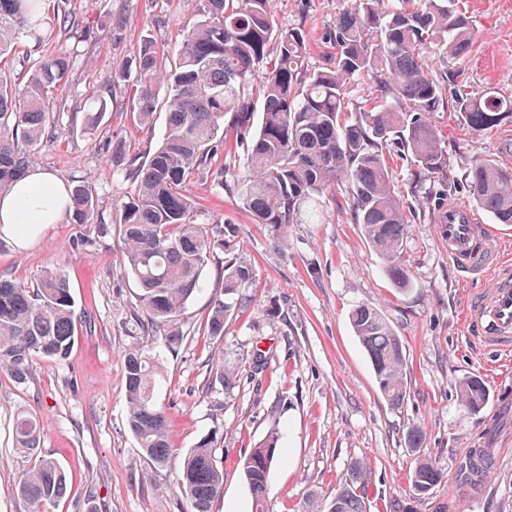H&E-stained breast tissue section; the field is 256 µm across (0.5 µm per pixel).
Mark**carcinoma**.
Instances as JSON below:
<instances>
[{
	"label": "carcinoma",
	"mask_w": 512,
	"mask_h": 512,
	"mask_svg": "<svg viewBox=\"0 0 512 512\" xmlns=\"http://www.w3.org/2000/svg\"><path fill=\"white\" fill-rule=\"evenodd\" d=\"M57 4L51 24L69 32L78 27L69 0H0V58L18 35L45 24L47 3ZM199 21L184 34L176 60L166 65L151 35L141 39L131 87L137 120L149 123L163 98L166 128L158 147L135 169V186L115 212L123 239V269L140 286L139 302L147 324L159 333L161 347L179 343L178 323L201 287L209 258L224 249L231 226L194 223L196 202L186 194L192 176L209 171L224 186V128L244 137L248 175L237 195L260 224H268L283 242L291 224H314L318 199L344 188L355 223L379 254L401 290L410 286L402 263L404 237L415 211L392 184L386 150L397 148L416 167L412 182H433L445 197L457 182L448 178V150L430 115L448 105V92L461 77L475 31L457 0H352L350 9L328 29L333 55L317 69L306 63V37L298 27L277 25L273 0H193ZM276 43L278 53L268 54ZM264 80L250 87L254 71ZM71 60L48 55L25 66V84L0 71V195L11 190L32 161L31 151L51 139L49 104L66 86ZM369 80L371 105L353 103L352 87ZM455 104L468 127L480 133L512 116V98L493 91L480 96L456 91ZM229 121H224V117ZM473 203L498 224H512V169L490 159L474 161L464 173ZM65 216L75 224L93 222L96 204L85 182L69 189ZM249 277L233 259L224 261V297L209 319L213 336L224 335V319L233 310L230 295ZM355 336L365 349L380 392L394 408L406 396L403 344L382 312L369 305L350 313ZM77 316L64 271H50L38 287L0 278V368L26 379L35 355L64 359L73 347ZM127 425L139 448L155 465L177 462V480L191 512H213L224 494V472L206 435L177 455L171 448L164 407L155 397L160 356L135 350L125 355ZM460 405L482 410L489 390L479 378L457 388ZM18 447L36 464L15 486L33 512L65 496L64 467L42 454L40 427L30 414L15 420ZM273 433L242 460L253 512H265L269 473L278 458ZM431 458L417 457L410 480L424 494L442 481ZM368 468L354 462L348 478L329 500L311 512H365Z\"/></svg>",
	"instance_id": "cac0c4a2"
}]
</instances>
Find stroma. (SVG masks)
Segmentation results:
<instances>
[{"instance_id": "1", "label": "stroma", "mask_w": 512, "mask_h": 512, "mask_svg": "<svg viewBox=\"0 0 512 512\" xmlns=\"http://www.w3.org/2000/svg\"><path fill=\"white\" fill-rule=\"evenodd\" d=\"M351 0H275L279 26L301 27L309 67H322L325 33ZM76 32L45 27L17 40L4 68L23 78L24 62L43 55L72 60L53 115L57 137L36 150L38 168L92 191L98 219L61 221L25 238L0 237V277L36 287L62 269L81 323L67 359L34 356L25 380L0 370V512H27L13 492L32 466L15 446L13 418L33 415L41 425L40 450L58 460L68 491L48 512H190L174 467L154 465L126 425L125 353L152 347L139 322L137 283L125 274L119 227L112 218L131 192L130 171L150 154L165 129V113L139 123L127 95L110 89L114 73L131 65L140 38L151 34L175 58L197 21L191 0H70ZM477 41L462 79L469 93L512 97V0H459ZM109 106L95 130L84 115ZM432 123L448 148V171L462 177L476 158L512 167L500 149L502 126L481 134L463 124L455 107ZM224 184L210 175L187 182L198 208L196 223L231 224L236 235L214 252L202 289L181 318L182 342L165 352L159 402L172 447H194L216 434L224 495L215 512H252L240 460L278 433L281 453L269 475L270 512H307L311 498L334 496L351 463L371 472L366 512H512V356L473 344L461 318L471 290L484 279L459 282L430 214L434 201L413 198L420 214L403 242L411 286L402 291L351 218L344 191L325 193L316 224H293L285 242L256 223L239 203L246 174L239 136L224 137ZM236 258L250 272L238 290L244 303L210 335L208 320L222 297L224 262ZM380 309L404 346L406 397L392 408L381 394L368 356L349 322L352 308ZM233 366L237 383L225 391L211 369ZM479 377L490 392L478 412L456 396L459 381ZM422 425L426 438L412 452L407 434ZM435 461L444 478L418 494L409 478L417 455Z\"/></svg>"}]
</instances>
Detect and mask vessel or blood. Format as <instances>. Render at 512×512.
<instances>
[{
  "label": "vessel or blood",
  "mask_w": 512,
  "mask_h": 512,
  "mask_svg": "<svg viewBox=\"0 0 512 512\" xmlns=\"http://www.w3.org/2000/svg\"><path fill=\"white\" fill-rule=\"evenodd\" d=\"M433 221L462 282L485 275L491 278L490 288L468 299L464 325L469 339L511 353L512 256L466 202L442 204L434 211Z\"/></svg>",
  "instance_id": "b4317fda"
}]
</instances>
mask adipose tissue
I'll return each mask as SVG.
<instances>
[{
	"label": "adipose tissue",
	"mask_w": 512,
	"mask_h": 512,
	"mask_svg": "<svg viewBox=\"0 0 512 512\" xmlns=\"http://www.w3.org/2000/svg\"><path fill=\"white\" fill-rule=\"evenodd\" d=\"M66 196V184L59 176L41 169L30 171L0 197V233H14L24 224L60 222Z\"/></svg>",
	"instance_id": "adipose-tissue-1"
}]
</instances>
